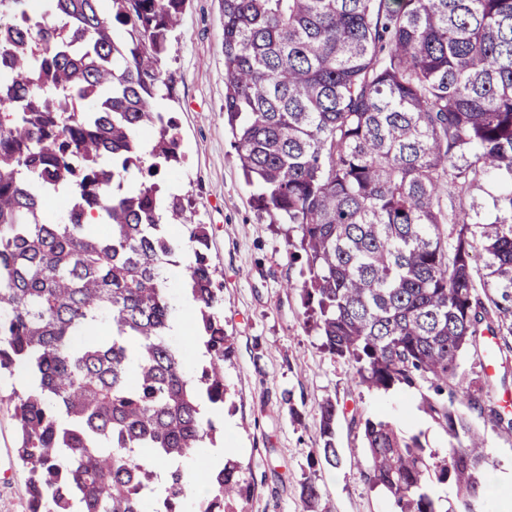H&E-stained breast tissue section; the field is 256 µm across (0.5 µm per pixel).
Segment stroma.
I'll return each instance as SVG.
<instances>
[{
	"instance_id": "1",
	"label": "stroma",
	"mask_w": 512,
	"mask_h": 512,
	"mask_svg": "<svg viewBox=\"0 0 512 512\" xmlns=\"http://www.w3.org/2000/svg\"><path fill=\"white\" fill-rule=\"evenodd\" d=\"M178 41L164 63L172 77L174 113L183 164L162 172L159 183L181 190L201 223L210 227V253L222 271L224 333L232 354L225 365L229 397L217 421L234 431L224 445L251 484L244 512H303L301 487L315 479L324 512H393L391 499L359 475L356 461L332 467L311 463L318 439L319 404L329 397L342 413L339 447L363 448L353 414L383 416L404 433L423 432L429 448L443 451L446 433L421 407L419 390L370 391L354 380L349 362L330 356L304 326L297 290L301 265L286 253V225L270 223L254 207L224 124V14L221 0H187ZM16 385L0 379V512H26L28 473L16 460L13 407ZM300 419H293L290 408ZM471 419L486 437L489 473L512 468V434L478 412Z\"/></svg>"
}]
</instances>
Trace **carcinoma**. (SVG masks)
<instances>
[{
	"mask_svg": "<svg viewBox=\"0 0 512 512\" xmlns=\"http://www.w3.org/2000/svg\"><path fill=\"white\" fill-rule=\"evenodd\" d=\"M186 2L0 0V374L36 380L10 398L28 512H183V463L219 431L202 407L228 394L220 271L207 226L154 182L182 160L162 64ZM222 9L224 122L256 207L296 232L306 327L358 385L426 388L449 437L429 451L355 415L360 476L394 512H476L489 453L459 405L507 432L512 416L487 378L448 381L486 334L512 352V0ZM180 264L203 348L191 376L169 341ZM319 414L315 454L335 467L338 404ZM248 492L229 459L195 512ZM302 497L319 512L315 480Z\"/></svg>",
	"mask_w": 512,
	"mask_h": 512,
	"instance_id": "1",
	"label": "carcinoma"
}]
</instances>
